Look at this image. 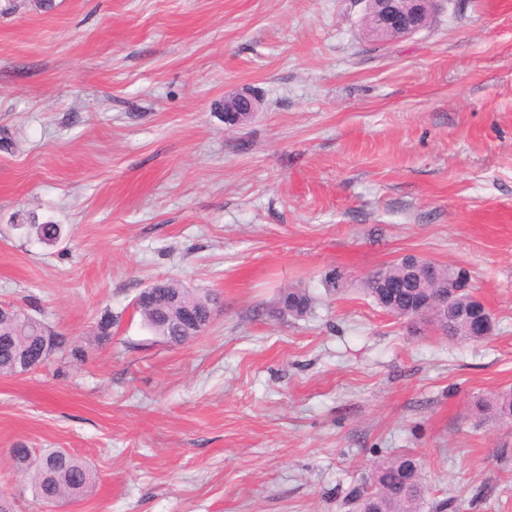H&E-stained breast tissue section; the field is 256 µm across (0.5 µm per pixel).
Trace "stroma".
<instances>
[{"mask_svg":"<svg viewBox=\"0 0 512 512\" xmlns=\"http://www.w3.org/2000/svg\"><path fill=\"white\" fill-rule=\"evenodd\" d=\"M361 16L357 0H0V303L88 353L0 375L14 512H46L20 445L95 470L56 512H348L372 461L405 453L421 512H512V421L472 407L512 390V0H448L387 47ZM242 91L260 110L226 126ZM405 253L463 271L493 335L424 334L361 293ZM167 277L223 299L183 346L133 308ZM288 288L314 315L276 312ZM282 301L290 302L292 307L296 309L297 314L288 313V316L293 318L304 317L312 311L315 304V298L305 290L299 288L288 289V292H286V290L283 291L278 298V309Z\"/></svg>","mask_w":512,"mask_h":512,"instance_id":"35a3bbf8","label":"stroma"}]
</instances>
